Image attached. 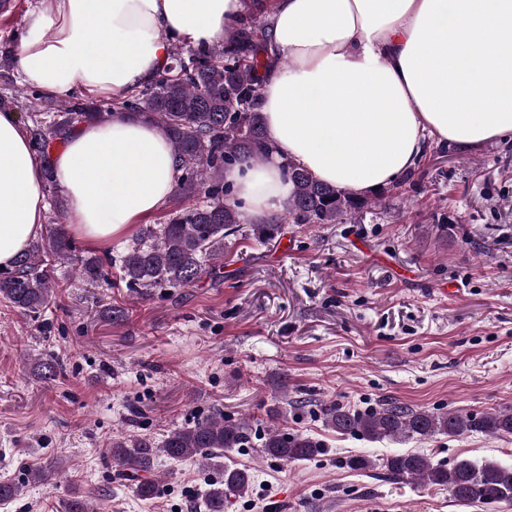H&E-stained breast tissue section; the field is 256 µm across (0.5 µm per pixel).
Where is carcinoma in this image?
Wrapping results in <instances>:
<instances>
[{
	"instance_id": "cac0c4a2",
	"label": "carcinoma",
	"mask_w": 512,
	"mask_h": 512,
	"mask_svg": "<svg viewBox=\"0 0 512 512\" xmlns=\"http://www.w3.org/2000/svg\"><path fill=\"white\" fill-rule=\"evenodd\" d=\"M270 27L263 0H243V10L225 30L223 41L200 47L173 44L169 63L157 75L109 106L77 96L56 111L45 105L31 113V125L27 126L30 144L45 162L52 141L65 142L84 122L149 120L167 136L179 159L174 195L198 202L173 210L165 224L144 225L117 260L108 252L78 255L63 227L65 198L58 194L56 179L47 167L44 190L51 196L54 217L12 270H0L1 299L19 312L39 318L62 287L58 267L69 262L76 264L77 277L89 286L106 278L116 265L120 280L137 295L155 288L191 287L206 277H220L224 240L239 233L245 223L241 203L224 180V172L273 150L265 134L260 87L286 61L271 39ZM281 170L293 192L281 211L265 222L248 225V236L259 244L276 241L286 224H343L356 219L394 192L389 186L361 196L333 187L284 156ZM321 413L328 428L369 441L427 440L472 431L512 435V409L507 408L463 414L415 410L388 401L369 411H356L332 402L323 405ZM250 442L249 421L229 422L218 410L191 426L170 430L160 442L136 433L114 438L108 454L117 476L134 486L143 500L157 493L160 458L199 460L215 472L204 495V512H224L227 494L242 496L252 485L248 469L224 463V451ZM322 451L324 446L316 438L292 434L276 424L268 427L260 443L263 457L288 463L313 459ZM383 466L397 480L443 487L465 505L512 506V463L479 464L461 459L447 467L425 454L404 452L386 458ZM60 510L96 512L90 496L77 491L62 499Z\"/></svg>"
}]
</instances>
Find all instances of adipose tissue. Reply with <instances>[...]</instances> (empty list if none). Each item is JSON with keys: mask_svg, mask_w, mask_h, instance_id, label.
<instances>
[{"mask_svg": "<svg viewBox=\"0 0 512 512\" xmlns=\"http://www.w3.org/2000/svg\"><path fill=\"white\" fill-rule=\"evenodd\" d=\"M287 64L261 86L275 154L226 171L247 221L293 191L281 154L358 194L395 183L428 138L471 148L512 134V0H267ZM241 0H51L16 53L25 83L52 94L120 96L169 61L174 41L224 37ZM105 32L95 41L97 32ZM70 228L96 246L173 195L168 139L144 120L79 125L51 156ZM43 163L15 113L0 112V268L43 228Z\"/></svg>", "mask_w": 512, "mask_h": 512, "instance_id": "1", "label": "adipose tissue"}]
</instances>
